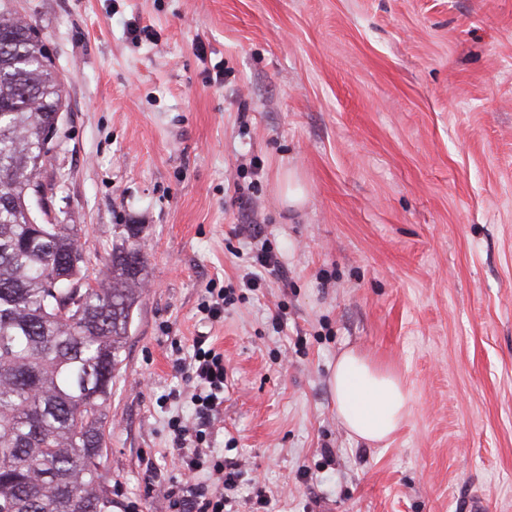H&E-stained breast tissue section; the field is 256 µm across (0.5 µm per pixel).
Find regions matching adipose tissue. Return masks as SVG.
Instances as JSON below:
<instances>
[{"instance_id": "obj_1", "label": "adipose tissue", "mask_w": 512, "mask_h": 512, "mask_svg": "<svg viewBox=\"0 0 512 512\" xmlns=\"http://www.w3.org/2000/svg\"><path fill=\"white\" fill-rule=\"evenodd\" d=\"M332 388L342 422L363 442L386 441L407 413L408 393L400 381L356 350L337 357Z\"/></svg>"}]
</instances>
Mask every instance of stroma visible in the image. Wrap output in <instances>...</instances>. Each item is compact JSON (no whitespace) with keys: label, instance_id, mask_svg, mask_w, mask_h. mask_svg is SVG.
<instances>
[{"label":"stroma","instance_id":"obj_1","mask_svg":"<svg viewBox=\"0 0 512 512\" xmlns=\"http://www.w3.org/2000/svg\"><path fill=\"white\" fill-rule=\"evenodd\" d=\"M13 7L63 88L48 221L80 226L93 280L113 226L141 228L106 408L113 512H172L199 336L227 368L204 446L243 464L236 512H512V0ZM257 230L279 268L249 291ZM347 349L407 389L387 443L338 418Z\"/></svg>","mask_w":512,"mask_h":512}]
</instances>
